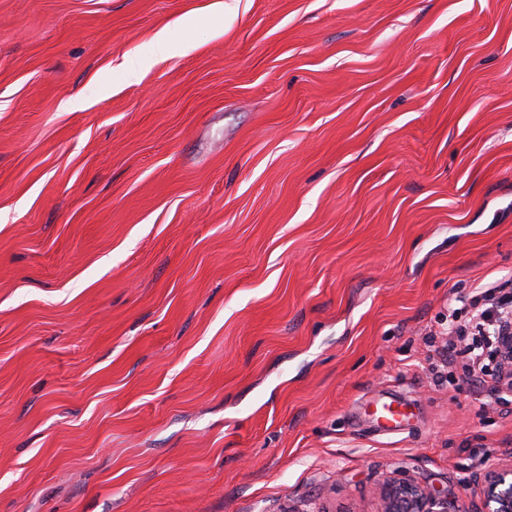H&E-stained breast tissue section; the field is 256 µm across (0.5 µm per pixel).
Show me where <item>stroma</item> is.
Listing matches in <instances>:
<instances>
[{"label":"stroma","mask_w":512,"mask_h":512,"mask_svg":"<svg viewBox=\"0 0 512 512\" xmlns=\"http://www.w3.org/2000/svg\"><path fill=\"white\" fill-rule=\"evenodd\" d=\"M483 279L512 0H0V512H485L512 396L430 371ZM169 50L170 44L165 35L160 32L151 42L141 48L136 61L139 65L144 66L165 56ZM411 417L406 400L400 396H383L375 404L373 424L376 430L385 434H399L410 425ZM381 512H450L448 501L437 498L410 480H389L380 487ZM438 506L439 509H434Z\"/></svg>","instance_id":"stroma-1"}]
</instances>
